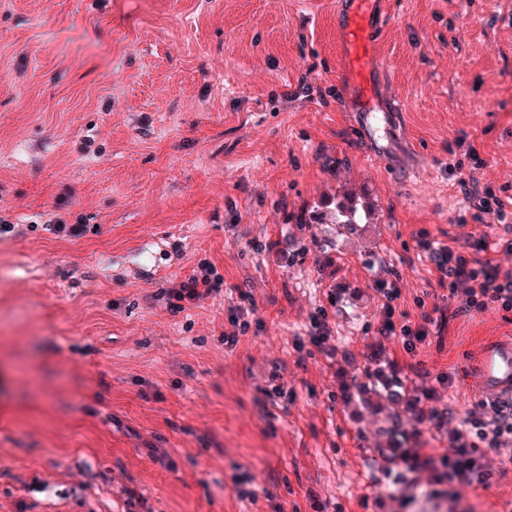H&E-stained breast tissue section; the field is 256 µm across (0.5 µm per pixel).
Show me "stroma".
Returning a JSON list of instances; mask_svg holds the SVG:
<instances>
[{
	"label": "stroma",
	"instance_id": "stroma-1",
	"mask_svg": "<svg viewBox=\"0 0 512 512\" xmlns=\"http://www.w3.org/2000/svg\"><path fill=\"white\" fill-rule=\"evenodd\" d=\"M389 2L397 110L368 129L336 0H0V512H124L128 488L145 512H402L387 427L447 440L482 401L480 348L512 335V312L455 315L418 247L504 235L459 183L512 212V0ZM342 192L370 223L312 219ZM204 269L220 291L176 310L167 290ZM392 281L400 321L444 323L412 356L378 333ZM243 290L260 326L228 349ZM322 306L332 359L295 349ZM378 357L418 386L453 376L442 424L344 395ZM490 463L466 503L512 512V460Z\"/></svg>",
	"mask_w": 512,
	"mask_h": 512
}]
</instances>
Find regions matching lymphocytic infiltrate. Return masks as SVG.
Instances as JSON below:
<instances>
[{
  "instance_id": "obj_1",
  "label": "lymphocytic infiltrate",
  "mask_w": 512,
  "mask_h": 512,
  "mask_svg": "<svg viewBox=\"0 0 512 512\" xmlns=\"http://www.w3.org/2000/svg\"><path fill=\"white\" fill-rule=\"evenodd\" d=\"M419 247L428 253L441 278L447 279L449 296L458 302L457 313L482 314L493 303L512 310V273L501 272L494 264L489 240L439 247L423 240ZM381 294L384 319L380 335H400L405 352L415 354L431 334L432 317L425 314L414 324L397 323L394 302L400 296L399 288L393 285L382 289ZM493 410L490 418L479 406L468 411L449 433L447 447L426 448L417 441L397 457V464L407 475V487L424 489L426 497L438 503L459 499L464 489H490L492 474L485 468V453H512V405L497 403Z\"/></svg>"
}]
</instances>
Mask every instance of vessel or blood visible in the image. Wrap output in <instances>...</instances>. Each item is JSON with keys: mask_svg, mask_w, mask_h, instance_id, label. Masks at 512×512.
<instances>
[{"mask_svg": "<svg viewBox=\"0 0 512 512\" xmlns=\"http://www.w3.org/2000/svg\"><path fill=\"white\" fill-rule=\"evenodd\" d=\"M388 18L386 0H338V79L350 107L365 121L387 109V97L380 91L377 42ZM470 377L486 399L512 401V336L487 343Z\"/></svg>", "mask_w": 512, "mask_h": 512, "instance_id": "obj_1", "label": "vessel or blood"}]
</instances>
